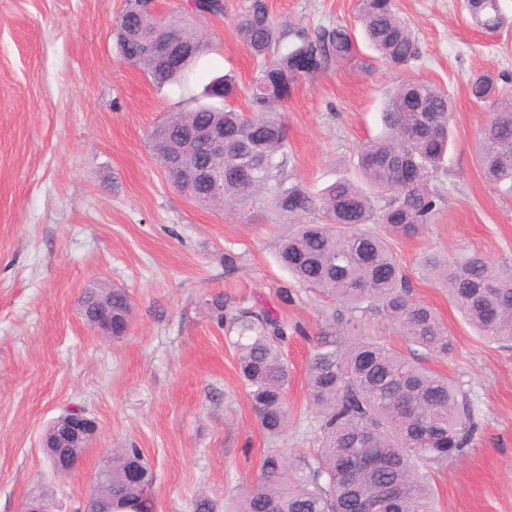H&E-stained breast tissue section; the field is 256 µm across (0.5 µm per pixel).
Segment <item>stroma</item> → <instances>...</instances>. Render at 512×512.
Masks as SVG:
<instances>
[{
	"mask_svg": "<svg viewBox=\"0 0 512 512\" xmlns=\"http://www.w3.org/2000/svg\"><path fill=\"white\" fill-rule=\"evenodd\" d=\"M194 15L205 34L200 84L232 74L246 109L258 69L232 19ZM126 0H0V512H21L47 490L54 512H86L94 476L112 449L133 442L154 472L152 512H193L205 496L228 512L259 472L266 449L312 459L320 431L308 404L306 368L328 299L297 284L275 243L286 221L262 203L235 214L203 208L169 185L150 142L180 90L156 88L124 62L113 29ZM277 20L314 30L360 31L359 0H268ZM419 48L403 70L367 44L354 60L300 79L279 109L288 127V171L310 196L341 178L358 180V147L382 130L389 87L423 79L455 109L453 142L431 189L434 223L391 240L414 300L429 304L454 337L452 357L423 356L384 316L359 311L365 335L451 377L471 402L470 448L431 470L438 512H512V344L482 340L420 267L430 252L477 253L512 273V196L477 165L489 107L469 96L467 76L491 73L512 94V0L504 25L473 24L467 0H395ZM100 280L124 288L132 321L119 338L83 318L82 293ZM291 302H283L282 291ZM226 314L266 307L288 325L289 424L278 438L257 423L238 375ZM80 406L98 432L69 475L56 476L41 446L49 423Z\"/></svg>",
	"mask_w": 512,
	"mask_h": 512,
	"instance_id": "1",
	"label": "stroma"
}]
</instances>
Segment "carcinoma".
<instances>
[{"mask_svg": "<svg viewBox=\"0 0 512 512\" xmlns=\"http://www.w3.org/2000/svg\"><path fill=\"white\" fill-rule=\"evenodd\" d=\"M193 11L225 13V0H194ZM468 9L484 29L500 27L497 0H471ZM360 20L368 44L393 68L419 56L395 0H361ZM239 37L259 62L247 90L248 112L233 108L238 95L231 77L196 92L192 66L204 47L201 33L149 9L145 0H126L113 35L122 59L142 70L158 88L178 85L189 100L219 99L225 106L199 104L173 112L154 131L169 183L192 202L234 209L259 197L292 219L318 208L319 224L295 222L276 242L279 263L307 289L338 304L324 315L307 367V396L322 431L316 464L292 463L278 449L262 458L259 476L247 487L237 512H436L421 465L443 466L470 447L474 423L470 406L454 380L375 339L356 334L350 315L367 308L396 324L425 355L445 359L454 351L447 324L429 305L410 298V282L394 258L389 236H412L433 222L441 196L430 188L451 142L452 101L427 81H405L389 94L384 133L362 144L357 154L358 185L340 179L312 199L288 181L287 128L277 115L299 76L294 61L307 57L309 75L355 58L356 37L343 26L309 32L284 24L267 0H246L236 14ZM181 51L182 65L164 66L156 45ZM471 97L490 103L480 130L477 164L487 181L512 195V95L501 94L492 76L467 78ZM224 133V151L212 149L210 134ZM252 177L235 176L240 165ZM224 170V188L212 190L186 171ZM383 225L379 233L370 228ZM422 265L448 291L464 321L490 341L512 342V277L476 254L429 253ZM83 312L91 320L112 310L113 336L126 333L132 304L123 288L98 284L85 289ZM238 370L257 421L273 438L288 426L286 392L291 370L283 355L288 327L261 308L231 316ZM102 463L112 467V484L90 496L87 512H151L146 491L154 474L142 449L115 448Z\"/></svg>", "mask_w": 512, "mask_h": 512, "instance_id": "1", "label": "carcinoma"}]
</instances>
